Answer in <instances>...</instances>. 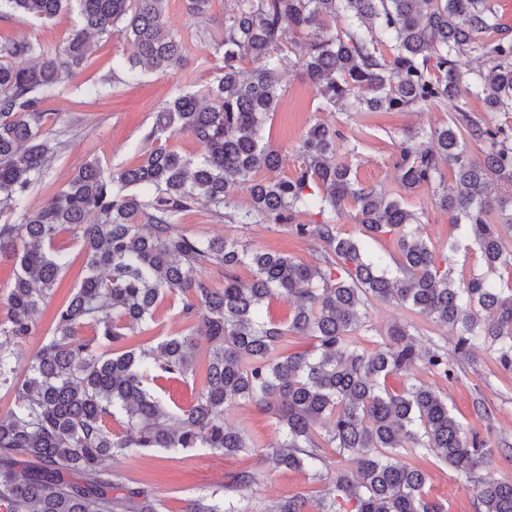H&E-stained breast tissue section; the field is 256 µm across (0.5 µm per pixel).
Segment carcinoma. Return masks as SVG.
<instances>
[{"label":"carcinoma","instance_id":"obj_1","mask_svg":"<svg viewBox=\"0 0 512 512\" xmlns=\"http://www.w3.org/2000/svg\"><path fill=\"white\" fill-rule=\"evenodd\" d=\"M73 2L80 24L61 53L49 56L27 39L0 44V213L19 219L0 224V256L15 261L14 280L0 294V385L14 394V406L0 415V512H160L159 499L126 489L108 466L133 448L256 451L260 463L305 470L317 482L328 479L331 456L353 464L336 470L320 496H293L268 512H346L349 502L355 512H441L425 490L427 474L407 467L401 451L432 452L472 479L488 460V445L452 415L439 390L408 383L395 393L386 380L408 375L418 361L455 380L458 361L472 357L478 341L493 346L500 366L512 372V284L490 277L501 267L512 271V243L502 237V229L512 232V124L476 121L466 110L476 97L488 112L512 113V27L498 22L488 0H233L214 44L223 76L207 88L208 103L177 95L156 113L146 136L151 147L136 165L115 173L90 160L31 211L27 198L61 147L46 129L44 106L85 64L91 38L117 31L131 40L132 79L139 67L179 69L187 50L165 26L166 0H0V9L45 21ZM336 16L344 26L330 32L324 21ZM474 53L487 69L470 66ZM296 56L327 106L401 112L452 103L448 124L433 130L430 145L413 136L399 144L398 179L405 191L434 189L448 223L464 226L479 247L487 272L451 278L450 258L440 260L409 230L417 213L357 181L358 146L336 159V142L345 137L325 121L303 136L296 177H258L280 162L264 124L280 97L279 68ZM14 58L30 65L15 66ZM246 59L252 68L245 71ZM184 133L203 148L201 159L168 144ZM470 143L481 157L470 156ZM313 185L325 195L314 196ZM241 187L250 202L239 223L289 225L321 244L319 264L176 229L174 218L202 199L217 210L231 207ZM347 206L365 236H397V275L385 256L336 225L299 220L310 207L322 213ZM64 232L81 243L86 272L20 376L15 346L32 334L40 305L68 265L54 246ZM208 266L224 269L223 288L209 286ZM239 266L250 268L251 279L232 274ZM179 295L190 333L148 350L126 345L148 332L160 301ZM276 295L296 300L286 324L264 320ZM372 299L449 328L457 360L437 347L417 348L400 323L387 341L361 346L357 331ZM84 327L94 334L80 336ZM198 336L209 342L204 383L194 403L175 412L151 382L195 377ZM299 337L311 338V347L293 351ZM232 402L267 411L281 443L255 448L224 420ZM114 421L128 432L114 433ZM257 481V471L239 470L224 486L188 500L185 512H245L231 496L244 498ZM477 497L479 512H512V478L478 482Z\"/></svg>","mask_w":512,"mask_h":512}]
</instances>
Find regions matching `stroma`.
<instances>
[{
  "label": "stroma",
  "mask_w": 512,
  "mask_h": 512,
  "mask_svg": "<svg viewBox=\"0 0 512 512\" xmlns=\"http://www.w3.org/2000/svg\"><path fill=\"white\" fill-rule=\"evenodd\" d=\"M232 7L233 0H213L208 15L196 19L187 13L185 0H167V28L188 40L182 67L168 74L142 69L133 81L113 78L110 61L127 60L135 54L136 48L118 32L95 38L85 69L69 82L61 96L46 105L48 125L64 146L30 193L28 208L39 209L87 160L98 159L115 172L136 165L148 147L146 136L153 126L155 113L173 96L201 93L220 77L223 61L214 54L213 44L222 38L224 14ZM78 20L79 11L74 7L48 21L6 14L0 16V40L26 38L55 53L64 48L65 39ZM280 78L281 96L265 124L268 142L281 158L278 169L271 174L275 180L296 176L302 164L299 143L308 128L321 119L335 124L347 141L359 142L360 156L354 169L362 184L374 186L391 197L402 195L395 168L399 143L411 132L419 133L421 142H428L430 130L447 125L452 113L451 105L446 102L409 112L327 109L304 78L301 62L281 70ZM93 85L106 89V99L98 100L89 94L88 89ZM403 197L407 208L420 216L419 224L413 227L416 235L436 254H451L454 278L485 272L477 246L464 229L449 224L447 212L435 205L430 187H421ZM176 227L208 238L234 239L255 249L285 253L307 264L317 263L321 252L316 240L294 235L288 225L240 224L216 214L203 202L180 214ZM57 245L66 254L68 266L59 277L54 296L37 314L32 335L16 349L23 364L47 342L57 308L71 295L85 272L86 257L78 242L63 235ZM181 307L182 302L177 298L161 303L150 331L133 337V344L147 349L166 337L187 334L189 325L180 314ZM397 323L408 324L420 346L427 348L436 344L448 351L453 348L454 335L448 328L395 303L370 302L366 328L373 340L385 341L391 326ZM409 377L440 390L457 420L465 428L479 432L493 448V456L478 472L480 479L512 476V457H504L500 451L502 443L512 444L511 373L503 371L481 351L476 362L464 364L454 381L442 380L420 363L412 368ZM406 378H389V388L401 390ZM479 400L489 411L487 419L478 418L474 412V404ZM224 416L243 429L257 447L268 448L280 442L270 414L257 406L228 405ZM402 460L427 473L429 497L441 504L444 512H479L474 481L457 475L431 453H406ZM109 466L127 487L148 490L161 499L163 512H183L188 499L219 488L242 468L258 472V482L244 500L249 512H266L278 500L319 488L307 472L274 469L259 465L253 455L227 457L208 448H193L177 454L162 449H138L110 460Z\"/></svg>",
  "instance_id": "35a3bbf8"
}]
</instances>
